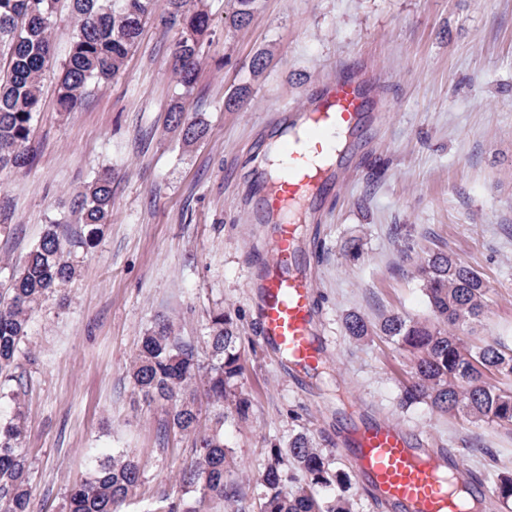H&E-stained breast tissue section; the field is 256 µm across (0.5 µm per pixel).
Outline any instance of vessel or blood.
Instances as JSON below:
<instances>
[{
  "mask_svg": "<svg viewBox=\"0 0 512 512\" xmlns=\"http://www.w3.org/2000/svg\"><path fill=\"white\" fill-rule=\"evenodd\" d=\"M367 107L366 82L357 74L340 72L319 85L310 109L299 114L280 142V177L262 196L259 221L271 225L272 236L258 274L260 334L300 375L317 368L324 343L314 326L312 283L300 264V220L288 209L323 193L330 178L312 156H331L334 135L357 130ZM348 451L372 493L391 512H464L456 493L470 486L471 478L456 453L431 459L400 426L384 421L363 423Z\"/></svg>",
  "mask_w": 512,
  "mask_h": 512,
  "instance_id": "vessel-or-blood-1",
  "label": "vessel or blood"
}]
</instances>
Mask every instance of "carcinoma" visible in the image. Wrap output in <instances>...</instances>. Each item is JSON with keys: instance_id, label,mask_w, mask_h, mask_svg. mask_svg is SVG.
<instances>
[{"instance_id": "1", "label": "carcinoma", "mask_w": 512, "mask_h": 512, "mask_svg": "<svg viewBox=\"0 0 512 512\" xmlns=\"http://www.w3.org/2000/svg\"><path fill=\"white\" fill-rule=\"evenodd\" d=\"M59 0H0V52L7 55L0 70V172L22 170L31 163L30 140L40 112L42 76L52 62V31ZM75 34L58 84L59 111L74 112L91 86L114 78L123 68L144 25L161 14L164 26L178 38L171 50L176 91L166 122L185 147L206 134L203 120L189 117L186 99L192 95L206 44L213 31L204 0H68ZM255 0H234L232 22L252 19ZM77 240L48 224L23 263L0 283V378L16 375L21 344L28 336L33 313L51 294L77 275L71 248L92 249L112 216V175L95 176L78 195ZM428 299L430 317L410 320L389 314L373 323L350 314L348 334L363 340L381 336L410 355L411 382L405 404L426 403L441 414L462 415L470 422L512 426V344L499 337L471 343L464 326L485 313L487 284L479 272L440 251L416 263ZM207 362L178 336L168 319L156 323L141 338L130 368L133 387L144 401L166 407L163 435L173 432L193 438V458L180 472L187 497L168 512H202L208 500L235 503L246 498L245 487L224 481L235 466L232 449L224 445V410L247 418L252 401L240 384L243 353L234 318L222 309L209 315ZM25 414L20 402L0 422V512H31L29 467L20 452ZM300 473L294 493L282 485ZM141 466L128 454L112 456L94 466L90 477L73 487L66 512H116V507L140 485ZM348 473L334 469L313 439L296 433L288 448H273L263 473L251 488L257 512H352ZM498 502L512 503V474L497 476Z\"/></svg>"}]
</instances>
